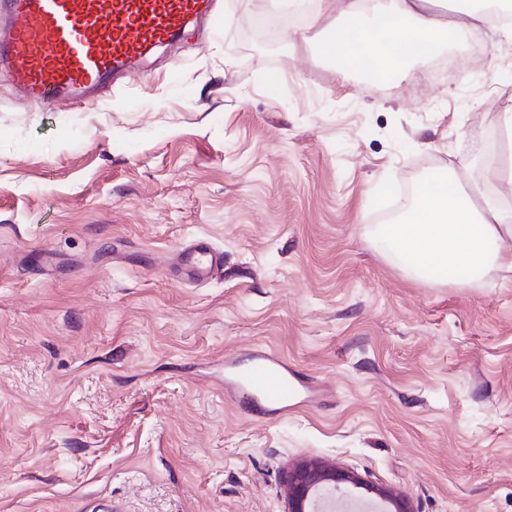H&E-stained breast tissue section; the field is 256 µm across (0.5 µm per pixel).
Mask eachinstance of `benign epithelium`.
Returning a JSON list of instances; mask_svg holds the SVG:
<instances>
[{
  "label": "benign epithelium",
  "instance_id": "1",
  "mask_svg": "<svg viewBox=\"0 0 512 512\" xmlns=\"http://www.w3.org/2000/svg\"><path fill=\"white\" fill-rule=\"evenodd\" d=\"M351 488H363L374 497L371 504L382 512H412L410 503L400 493L384 487H370L360 476L334 463L309 460L296 464L286 481L287 512H324L337 495Z\"/></svg>",
  "mask_w": 512,
  "mask_h": 512
}]
</instances>
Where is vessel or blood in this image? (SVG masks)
<instances>
[{
    "instance_id": "1",
    "label": "vessel or blood",
    "mask_w": 512,
    "mask_h": 512,
    "mask_svg": "<svg viewBox=\"0 0 512 512\" xmlns=\"http://www.w3.org/2000/svg\"><path fill=\"white\" fill-rule=\"evenodd\" d=\"M213 0H0V69L29 101L95 102L112 93L115 71L171 42ZM189 277L207 281L224 264L204 239L182 253ZM229 390L261 398L268 409L296 399L305 386L288 362L253 352Z\"/></svg>"
}]
</instances>
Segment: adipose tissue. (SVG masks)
I'll list each match as a JSON object with an SVG mask.
<instances>
[{
    "label": "adipose tissue",
    "instance_id": "adipose-tissue-1",
    "mask_svg": "<svg viewBox=\"0 0 512 512\" xmlns=\"http://www.w3.org/2000/svg\"><path fill=\"white\" fill-rule=\"evenodd\" d=\"M327 59L347 69L372 63L385 77L407 73V62L429 64L439 40L474 38L488 27L475 8L447 18L440 0H319L309 19ZM477 179L436 175L415 189L406 217L379 225L374 244L425 280L475 282L487 269L512 271V215L498 197L473 200Z\"/></svg>",
    "mask_w": 512,
    "mask_h": 512
}]
</instances>
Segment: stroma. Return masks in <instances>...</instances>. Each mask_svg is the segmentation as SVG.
<instances>
[{"mask_svg": "<svg viewBox=\"0 0 512 512\" xmlns=\"http://www.w3.org/2000/svg\"><path fill=\"white\" fill-rule=\"evenodd\" d=\"M94 105L0 81V512H285L322 459L414 512H512V272L422 281L374 232L408 188L480 168L512 109V38L376 82L271 0H217ZM282 52L248 47L257 17ZM279 73L276 91L267 78ZM224 253L208 283L183 248ZM311 382L259 417L228 362Z\"/></svg>", "mask_w": 512, "mask_h": 512, "instance_id": "stroma-1", "label": "stroma"}]
</instances>
